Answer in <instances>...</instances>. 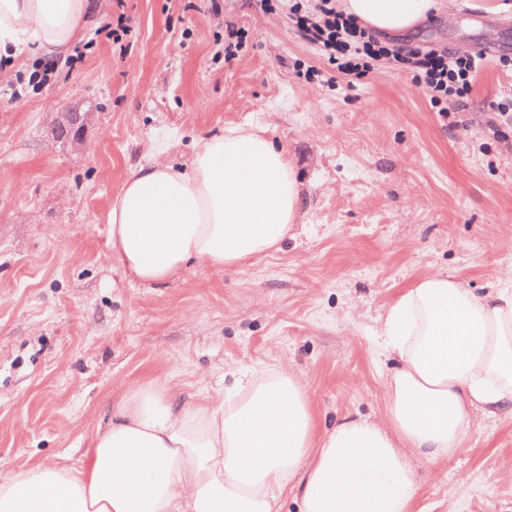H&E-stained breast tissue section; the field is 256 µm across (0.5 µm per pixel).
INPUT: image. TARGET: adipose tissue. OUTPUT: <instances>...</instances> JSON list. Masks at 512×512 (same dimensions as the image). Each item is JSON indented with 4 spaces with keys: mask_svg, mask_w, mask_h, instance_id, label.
I'll use <instances>...</instances> for the list:
<instances>
[{
    "mask_svg": "<svg viewBox=\"0 0 512 512\" xmlns=\"http://www.w3.org/2000/svg\"><path fill=\"white\" fill-rule=\"evenodd\" d=\"M441 0H339L388 37ZM95 0H0V73L23 59L66 62ZM302 185L261 130L204 138L191 159L139 166L109 212L112 255L132 280L163 286L204 262L234 270L278 249L298 223ZM379 336L393 365L381 417L327 428L302 377L279 367L236 375L218 403H183L148 380L98 424L80 468L55 462L0 475V512H412L420 468L455 455L475 420L512 404V287L483 295L445 271L406 288Z\"/></svg>",
    "mask_w": 512,
    "mask_h": 512,
    "instance_id": "obj_1",
    "label": "adipose tissue"
}]
</instances>
